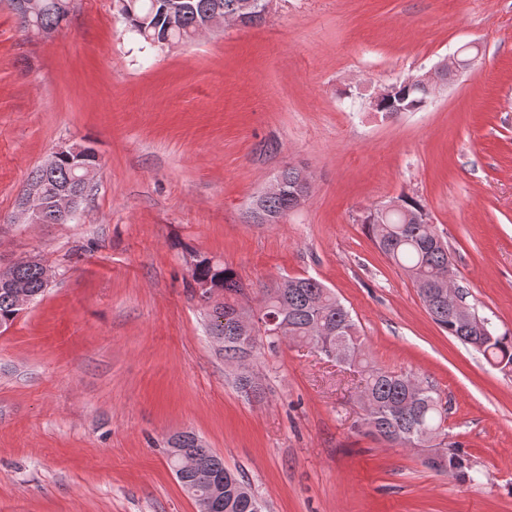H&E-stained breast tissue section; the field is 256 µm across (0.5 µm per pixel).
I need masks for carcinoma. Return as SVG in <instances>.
<instances>
[{
    "label": "carcinoma",
    "instance_id": "cac0c4a2",
    "mask_svg": "<svg viewBox=\"0 0 512 512\" xmlns=\"http://www.w3.org/2000/svg\"><path fill=\"white\" fill-rule=\"evenodd\" d=\"M247 0H115L118 13L128 30L144 43L154 46L191 40L208 29V23L221 16L234 23L260 25L266 20L262 11L245 9ZM57 24L54 0H38V11L22 29L49 28ZM396 93L384 96L376 111L394 115L404 107L409 112L425 108L433 96L421 79L402 81ZM277 177L279 192L262 203V223L279 224L297 207L296 193L304 172L295 167L283 168ZM73 178L70 160L58 159L54 170L42 176V192L46 199L59 195ZM362 223L379 251L398 266L416 285L417 292L431 319L465 345L480 353L488 363L512 365V336L498 335L488 319L469 308L487 332H462L457 314L448 307V290L467 303V293L448 280L451 266L448 241L431 224L423 206L407 197L397 198L396 208L384 218L367 211ZM46 268L35 260L13 264L8 280L0 281V328H8L18 317V290L36 299L45 291ZM193 283L210 284L211 295L200 300L210 308V335L222 344L225 362L238 369L237 387L246 394H259V386L247 363L248 357L265 343L268 348L288 339L310 343L322 354H334V360L345 361L365 373L363 405L367 433L402 448H445L447 466L429 469L438 474L448 471L466 476L468 463L456 446L446 442L448 405L442 402L434 385L414 373L387 370L369 359L349 310L336 294L313 277H288L271 285L254 289L258 298L256 311L261 317L254 326L240 324L239 316L249 310L238 302L244 285L230 266L197 254L191 266ZM278 318L280 334L270 335L272 327L266 318ZM170 464L183 467L178 480L197 506L215 499L221 512H250L249 502L255 497L245 476L224 464V458L208 448L192 432H181L169 441ZM224 475V483L210 487L199 482L198 475Z\"/></svg>",
    "mask_w": 512,
    "mask_h": 512
}]
</instances>
